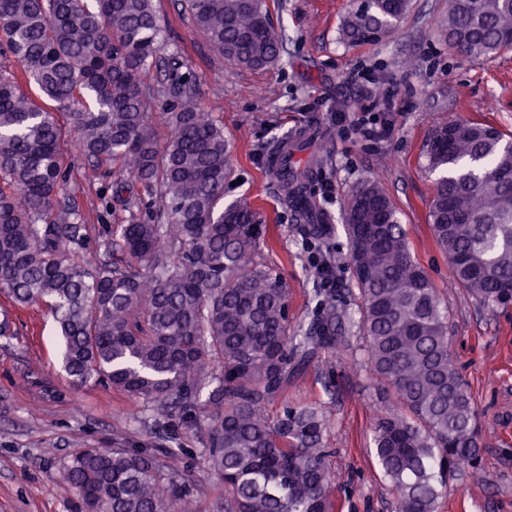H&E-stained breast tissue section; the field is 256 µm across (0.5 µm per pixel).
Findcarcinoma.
<instances>
[{
  "mask_svg": "<svg viewBox=\"0 0 512 512\" xmlns=\"http://www.w3.org/2000/svg\"><path fill=\"white\" fill-rule=\"evenodd\" d=\"M411 0H361L343 18L348 46L383 42ZM210 47L262 69L282 44L262 0H185ZM448 45L475 60L512 50V0H449ZM0 292L47 306L72 382L105 383L144 401L154 424L177 415L204 435L199 468L224 484V512H334L322 412L269 406L317 359L363 362L399 409L379 416L371 444L395 512H434L466 462L482 471L477 410L452 359L448 301L418 262L394 202L365 179L341 216L359 293L315 288L307 326H291L290 288L258 259L265 231L250 207L224 201L233 154L224 127L199 111L192 61L163 54L154 0H0ZM162 66L164 79L147 82ZM173 99L158 140L147 123ZM80 137L83 177L101 182L125 224H100L106 258L91 261L90 220L73 204L66 163ZM425 159L439 173L428 221L456 284L491 306L512 304V139L491 124L436 126ZM318 162L279 181L309 222ZM356 327L347 336L343 323ZM75 512H194L193 483L152 448H84L62 466ZM169 100L166 101L164 99L158 100L157 103L152 104L149 112V124L152 126L156 136L161 140H165L170 134V127L165 121L164 114L165 112H169L170 104Z\"/></svg>",
  "mask_w": 512,
  "mask_h": 512,
  "instance_id": "carcinoma-1",
  "label": "carcinoma"
}]
</instances>
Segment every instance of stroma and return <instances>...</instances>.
I'll return each mask as SVG.
<instances>
[{"mask_svg":"<svg viewBox=\"0 0 512 512\" xmlns=\"http://www.w3.org/2000/svg\"><path fill=\"white\" fill-rule=\"evenodd\" d=\"M262 2L282 40V59L249 70L210 48L181 0H155L166 44L192 59L199 105L223 125L234 155L235 181L225 184L224 198L247 202L265 225L261 257L288 281L291 322L305 325L315 310L312 252L333 263L341 305L352 309L358 302L341 226L350 188L368 178L389 194L419 262L448 298L451 351L478 407L485 442L484 472L457 471L435 512H512V306L484 305L453 282L427 220L436 176L424 158L430 132L451 119L489 123L512 135V51L474 60L449 50L438 28L448 0H412L388 39L360 47L338 39L351 0ZM365 73L376 80L368 92L392 98L394 111H362ZM357 121L376 122L378 136L363 138L353 128ZM302 137L311 138V152L322 159L311 191L330 227L313 250L266 164L284 139ZM4 310L12 334L0 338V512H73L63 461L81 448L112 446L161 449L173 467L190 475L195 512H221L218 478L194 465L199 431L175 416L154 435L142 419L141 400L109 386L71 384L48 311L18 308L0 295ZM325 371L323 362L314 363L270 411L304 403L325 413L336 512H394L391 486L368 448L372 425L387 404L351 358L337 361L329 392Z\"/></svg>","mask_w":512,"mask_h":512,"instance_id":"35a3bbf8","label":"stroma"}]
</instances>
